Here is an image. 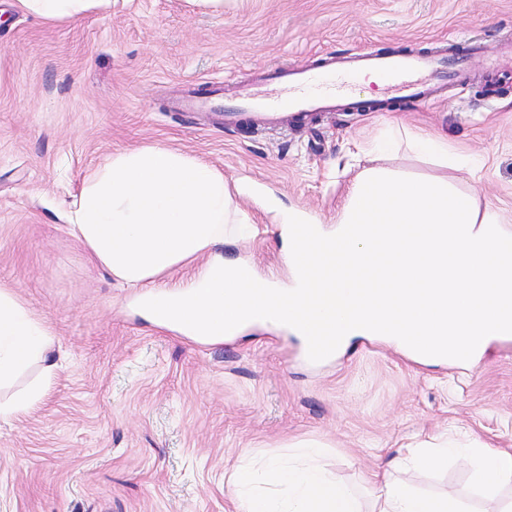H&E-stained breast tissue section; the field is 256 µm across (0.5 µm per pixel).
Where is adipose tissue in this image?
Instances as JSON below:
<instances>
[{
	"label": "adipose tissue",
	"instance_id": "ef3b65f1",
	"mask_svg": "<svg viewBox=\"0 0 512 512\" xmlns=\"http://www.w3.org/2000/svg\"><path fill=\"white\" fill-rule=\"evenodd\" d=\"M46 21L76 20L108 8L112 0H19ZM244 218L208 163L163 145L104 158L88 173L69 211V229L91 258L120 285L146 288V320L204 342H220L259 326L302 336L336 334L341 345L387 327L398 346L447 342L465 356L491 337L512 336V231L505 217L481 207L477 192H459L447 178L401 179L382 167L356 173L335 224L304 212L277 215L294 274L289 285L266 280L257 300L247 286L252 264L219 253L227 225ZM308 226L316 249L299 234ZM197 262L187 281L156 288L162 274ZM52 335L14 294L0 289V389L31 362L34 386L0 403V418L27 413L41 398L59 364L49 357ZM483 492L499 500L512 484V448L480 451ZM238 512H361L350 487L318 471L274 461L269 490L253 484L247 469L230 476ZM372 512H466L448 498L413 492L384 473Z\"/></svg>",
	"mask_w": 512,
	"mask_h": 512
}]
</instances>
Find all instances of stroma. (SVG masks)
Segmentation results:
<instances>
[{
  "label": "stroma",
  "instance_id": "stroma-1",
  "mask_svg": "<svg viewBox=\"0 0 512 512\" xmlns=\"http://www.w3.org/2000/svg\"><path fill=\"white\" fill-rule=\"evenodd\" d=\"M479 39L426 105L395 103L307 119L287 135L224 129L216 113L177 112L185 81H220L226 95L256 69L311 67L328 53L431 54ZM439 135L448 153L493 166L481 205L512 212V0H117L81 19L48 22L0 0V288L53 335L61 368L29 413L0 421V512H235L230 473L310 445L315 466L355 489L406 447L512 448V337L473 364L414 360L391 341L354 338L313 366L293 335L255 329L204 343L145 321L143 291L122 287L68 230L69 206L106 156L168 145L216 167L249 222L229 225L225 260H246L288 281L268 200L328 222L358 165L386 163L410 177L447 176L406 138L379 159L394 127ZM422 495L478 494L471 458L439 469L402 464Z\"/></svg>",
  "mask_w": 512,
  "mask_h": 512
}]
</instances>
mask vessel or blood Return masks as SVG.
Wrapping results in <instances>:
<instances>
[{
  "instance_id": "1",
  "label": "vessel or blood",
  "mask_w": 512,
  "mask_h": 512,
  "mask_svg": "<svg viewBox=\"0 0 512 512\" xmlns=\"http://www.w3.org/2000/svg\"><path fill=\"white\" fill-rule=\"evenodd\" d=\"M360 74L374 72L394 82L398 99L424 103L442 92L448 79V56L444 53H367L328 60L313 68L271 67L258 69L253 84H279L291 88V95L271 99L243 95L235 107L224 105V85L206 81L182 89L173 107L180 112L210 110L223 115L225 126L243 124L255 130L278 133L289 122L314 118L325 112L341 110L344 97L333 94H299V87L317 84L329 73Z\"/></svg>"
}]
</instances>
